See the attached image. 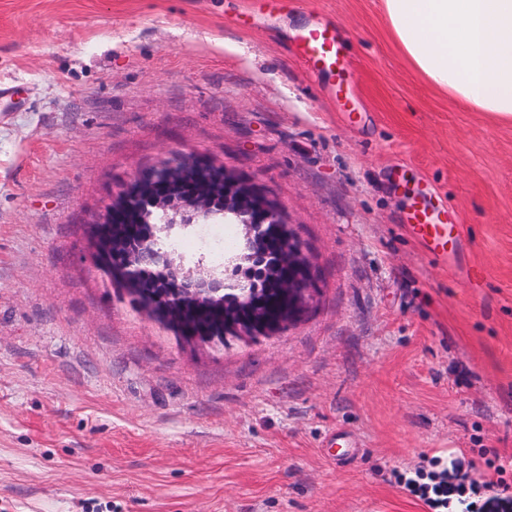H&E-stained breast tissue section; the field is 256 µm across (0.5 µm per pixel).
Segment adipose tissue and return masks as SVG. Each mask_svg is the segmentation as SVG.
<instances>
[{"mask_svg":"<svg viewBox=\"0 0 512 512\" xmlns=\"http://www.w3.org/2000/svg\"><path fill=\"white\" fill-rule=\"evenodd\" d=\"M417 73L463 106L512 121V0H382Z\"/></svg>","mask_w":512,"mask_h":512,"instance_id":"ef3b65f1","label":"adipose tissue"}]
</instances>
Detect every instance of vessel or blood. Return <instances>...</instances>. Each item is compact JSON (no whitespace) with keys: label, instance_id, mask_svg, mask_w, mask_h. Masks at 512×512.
Returning <instances> with one entry per match:
<instances>
[{"label":"vessel or blood","instance_id":"1","mask_svg":"<svg viewBox=\"0 0 512 512\" xmlns=\"http://www.w3.org/2000/svg\"><path fill=\"white\" fill-rule=\"evenodd\" d=\"M292 50L311 73L328 78L341 116L347 122H356L353 68L336 26L319 23L305 30L296 37ZM403 221L409 232L424 245L432 262L442 266L458 264L464 246L462 226L458 220L445 218L427 192L414 190Z\"/></svg>","mask_w":512,"mask_h":512}]
</instances>
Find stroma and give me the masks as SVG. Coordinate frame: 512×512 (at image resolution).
Segmentation results:
<instances>
[{"label": "stroma", "mask_w": 512, "mask_h": 512, "mask_svg": "<svg viewBox=\"0 0 512 512\" xmlns=\"http://www.w3.org/2000/svg\"><path fill=\"white\" fill-rule=\"evenodd\" d=\"M246 2L0 0V512H427L391 470L512 457V122L417 74L379 0L240 28ZM297 17L340 30L358 128L290 52ZM188 154L263 188L317 271L283 333L180 346L92 262L124 182ZM397 163L458 213L470 278L407 235ZM161 238L218 272L245 242ZM335 428L361 458L325 457Z\"/></svg>", "instance_id": "1"}]
</instances>
